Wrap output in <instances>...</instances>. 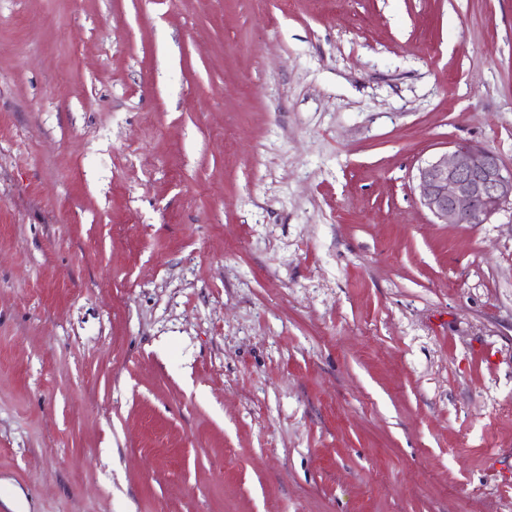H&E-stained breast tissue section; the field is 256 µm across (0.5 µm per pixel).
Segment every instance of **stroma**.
Returning a JSON list of instances; mask_svg holds the SVG:
<instances>
[{
  "label": "stroma",
  "instance_id": "obj_1",
  "mask_svg": "<svg viewBox=\"0 0 512 512\" xmlns=\"http://www.w3.org/2000/svg\"><path fill=\"white\" fill-rule=\"evenodd\" d=\"M512 0H0V512H512ZM451 151L418 169L419 201L440 224H488L512 209V169L498 156L470 143H454Z\"/></svg>",
  "mask_w": 512,
  "mask_h": 512
}]
</instances>
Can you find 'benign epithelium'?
<instances>
[{
	"label": "benign epithelium",
	"instance_id": "benign-epithelium-1",
	"mask_svg": "<svg viewBox=\"0 0 512 512\" xmlns=\"http://www.w3.org/2000/svg\"><path fill=\"white\" fill-rule=\"evenodd\" d=\"M416 190L440 224H488L512 209V169L483 147L455 143L418 169Z\"/></svg>",
	"mask_w": 512,
	"mask_h": 512
}]
</instances>
